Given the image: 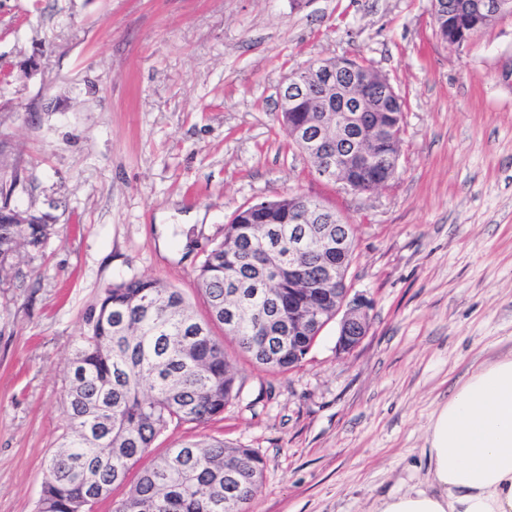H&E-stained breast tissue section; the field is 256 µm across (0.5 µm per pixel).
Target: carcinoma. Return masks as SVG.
Returning a JSON list of instances; mask_svg holds the SVG:
<instances>
[{"label":"carcinoma","instance_id":"cac0c4a2","mask_svg":"<svg viewBox=\"0 0 512 512\" xmlns=\"http://www.w3.org/2000/svg\"><path fill=\"white\" fill-rule=\"evenodd\" d=\"M388 126L375 146L381 164L401 151L398 119L389 117ZM17 181V173L0 171V204L7 205ZM313 207L307 196L290 194L278 206L235 211L198 269L207 320L158 279L134 277L103 290L84 313L69 362L65 431L46 461L38 512H88L101 491L123 484L153 456L171 423L204 424L224 413L239 391L237 372L211 324L223 325L224 337L260 368L283 372L301 362L319 333L308 312L336 306L328 299L336 283L324 279L323 256L291 264L288 254L306 239L338 232L354 242L351 224L289 216ZM47 235L48 225L18 224L1 212L0 276L20 246L38 247ZM262 479L254 450L190 440L154 456L113 512H250Z\"/></svg>","mask_w":512,"mask_h":512}]
</instances>
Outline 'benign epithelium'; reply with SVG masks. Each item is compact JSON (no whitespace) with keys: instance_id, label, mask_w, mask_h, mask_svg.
I'll return each mask as SVG.
<instances>
[{"instance_id":"7a95c632","label":"benign epithelium","mask_w":512,"mask_h":512,"mask_svg":"<svg viewBox=\"0 0 512 512\" xmlns=\"http://www.w3.org/2000/svg\"><path fill=\"white\" fill-rule=\"evenodd\" d=\"M473 10L477 22L487 27L496 19L512 13V0H475ZM440 40L452 47L466 44L467 35L453 27L439 28ZM400 102L390 80L374 69L363 65H343L334 59L307 62L290 74L279 90L278 112L285 116L298 112L306 105L311 112L334 113L323 121L315 118L292 128L290 137L296 147L319 163L317 174L330 178L352 192L344 175L348 170H364L373 166L372 150L368 143L381 130L379 123L371 122V113L382 112ZM314 248L328 251L336 257V264L326 268V280L336 282V313L342 314L336 342L338 353H349L357 348L368 331V310L371 302L359 295L350 296L345 287L347 273L340 257L348 249L347 238L336 234L331 238L314 240Z\"/></svg>"}]
</instances>
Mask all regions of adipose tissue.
Wrapping results in <instances>:
<instances>
[{
    "label": "adipose tissue",
    "mask_w": 512,
    "mask_h": 512,
    "mask_svg": "<svg viewBox=\"0 0 512 512\" xmlns=\"http://www.w3.org/2000/svg\"><path fill=\"white\" fill-rule=\"evenodd\" d=\"M428 443L429 487L387 497L377 512H512V356L454 387Z\"/></svg>",
    "instance_id": "ef3b65f1"
}]
</instances>
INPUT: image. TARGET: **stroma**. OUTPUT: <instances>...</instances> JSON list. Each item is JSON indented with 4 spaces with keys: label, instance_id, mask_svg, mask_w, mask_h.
Returning a JSON list of instances; mask_svg holds the SVG:
<instances>
[{
    "label": "stroma",
    "instance_id": "35a3bbf8",
    "mask_svg": "<svg viewBox=\"0 0 512 512\" xmlns=\"http://www.w3.org/2000/svg\"><path fill=\"white\" fill-rule=\"evenodd\" d=\"M338 56L406 101L398 175L371 193L319 177L278 112L292 71ZM0 168L10 208L50 226L0 281V512H36L86 309L154 277L206 317L197 270L250 201L298 193L353 224L347 283L371 302L354 351L333 321L288 371L239 360L221 419L157 439L256 451L253 512L427 487L438 404L512 354V16L457 49L432 0H0Z\"/></svg>",
    "mask_w": 512,
    "mask_h": 512
}]
</instances>
